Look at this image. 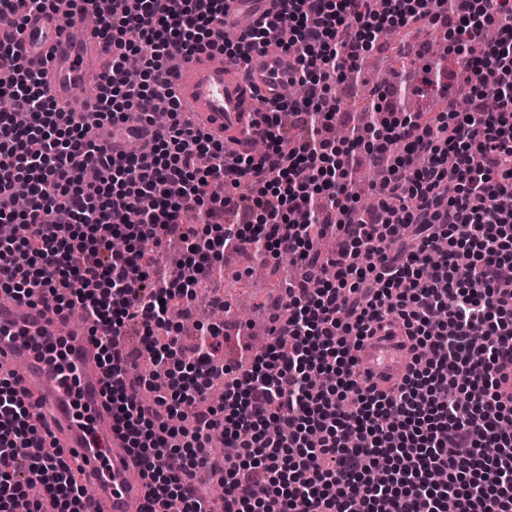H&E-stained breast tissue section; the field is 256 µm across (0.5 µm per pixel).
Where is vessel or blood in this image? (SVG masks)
I'll list each match as a JSON object with an SVG mask.
<instances>
[{
	"mask_svg": "<svg viewBox=\"0 0 512 512\" xmlns=\"http://www.w3.org/2000/svg\"><path fill=\"white\" fill-rule=\"evenodd\" d=\"M271 0H225L224 25L258 20ZM90 0H52L22 25L17 45L27 64L45 69L58 107L75 94L97 97L110 52L87 27ZM298 72L287 52L269 46L252 52L247 69L223 54L176 55L166 73L182 109L220 140L242 137L254 116V94L280 92ZM379 386L397 384L411 361L397 336L367 337L356 352ZM18 378L32 394L55 447L75 451L91 480L96 512H144L146 489L106 406L105 375L87 322L53 304L18 303L0 291V377Z\"/></svg>",
	"mask_w": 512,
	"mask_h": 512,
	"instance_id": "1",
	"label": "vessel or blood"
}]
</instances>
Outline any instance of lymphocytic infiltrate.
Returning <instances> with one entry per match:
<instances>
[{
	"label": "lymphocytic infiltrate",
	"instance_id": "obj_1",
	"mask_svg": "<svg viewBox=\"0 0 512 512\" xmlns=\"http://www.w3.org/2000/svg\"><path fill=\"white\" fill-rule=\"evenodd\" d=\"M373 2L273 0L228 42L224 0H108L97 14L112 58L93 130L57 109L40 73L16 67L14 37L0 32V67L16 68L0 81L12 106L0 113V222L33 227L0 240V290L83 310L113 426L150 489L144 512H512V401L498 392L512 366V0ZM420 23L457 43L467 110L425 118L383 95L368 127L337 140L332 79L380 31ZM270 44L292 52L305 93L261 100L266 153L183 119L164 81L175 54L243 60ZM284 111L305 136L289 139ZM140 126L141 147L104 150ZM393 143L402 150L385 161ZM361 153L384 163L366 216L344 201ZM331 227L341 238L326 256L318 240ZM166 241L183 246L172 267L157 251ZM230 245L300 269L269 342L233 367L219 326L187 348L166 319L189 311ZM134 319L171 376L154 400L120 340ZM386 328L414 357L383 391L354 350ZM218 380L222 411L199 409ZM216 434L230 454L209 452ZM46 441L17 380L0 379V512L21 497L29 512H91L79 467L45 454ZM202 470L218 497L197 494Z\"/></svg>",
	"mask_w": 512,
	"mask_h": 512
}]
</instances>
